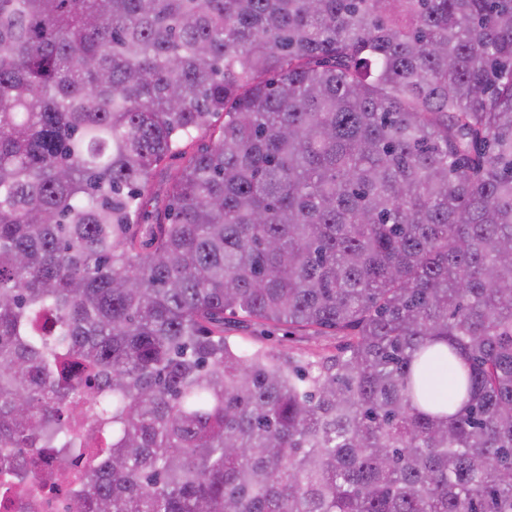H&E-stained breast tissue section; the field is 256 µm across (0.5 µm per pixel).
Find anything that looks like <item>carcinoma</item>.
Instances as JSON below:
<instances>
[{
  "label": "carcinoma",
  "mask_w": 512,
  "mask_h": 512,
  "mask_svg": "<svg viewBox=\"0 0 512 512\" xmlns=\"http://www.w3.org/2000/svg\"><path fill=\"white\" fill-rule=\"evenodd\" d=\"M46 448L80 512H512V0H0V476ZM230 340L252 342L274 347L296 356L310 353H332L344 340L342 336H309L304 331L286 324L277 326L254 325L244 329H232L226 333Z\"/></svg>",
  "instance_id": "cac0c4a2"
}]
</instances>
